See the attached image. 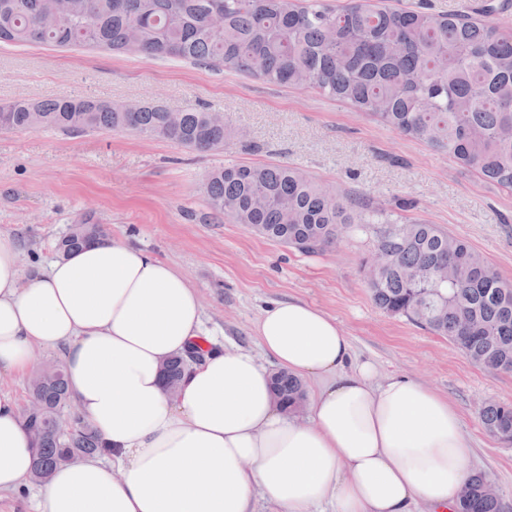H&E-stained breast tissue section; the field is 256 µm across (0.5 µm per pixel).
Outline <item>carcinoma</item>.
<instances>
[{"instance_id":"1","label":"carcinoma","mask_w":512,"mask_h":512,"mask_svg":"<svg viewBox=\"0 0 512 512\" xmlns=\"http://www.w3.org/2000/svg\"><path fill=\"white\" fill-rule=\"evenodd\" d=\"M0 0V44L41 43L123 53L139 42L146 58H174L212 70H233L278 86H308L376 117L393 130L512 189V31L465 13L440 17L421 10H389L374 0L334 9L327 0ZM51 127L65 132L133 131L198 152L224 147V118L197 107L172 111L142 105L130 112L86 98L18 99L0 105V129ZM213 214L301 253L324 252L354 224H380L379 268L361 263L375 305L436 336L472 363L512 372V283L468 241L435 224H404L391 210L356 205L296 168L240 164L211 172L204 188ZM105 236L85 220L59 244L67 255ZM457 264L459 276L442 282L437 269ZM191 365L168 360V389ZM273 388L289 410L305 402L302 381L285 371ZM40 412L22 419L34 449L33 478L84 456L112 453L77 412L72 432L56 418L67 406L64 366L51 362L30 383ZM479 420L500 441L512 437V406L487 402ZM482 473L472 476L458 512H503Z\"/></svg>"}]
</instances>
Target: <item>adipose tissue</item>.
Here are the masks:
<instances>
[{
	"label": "adipose tissue",
	"mask_w": 512,
	"mask_h": 512,
	"mask_svg": "<svg viewBox=\"0 0 512 512\" xmlns=\"http://www.w3.org/2000/svg\"><path fill=\"white\" fill-rule=\"evenodd\" d=\"M0 233V374L33 345L62 351L79 415L112 449L43 482L35 512H454L471 479L459 413L421 382L378 380L353 362L335 318L276 301L255 324L258 352L208 347L199 293L154 253L103 237L22 276ZM205 347L177 393L163 360ZM313 380L307 419L277 401L273 369ZM33 449L15 399L0 392V492L20 493Z\"/></svg>",
	"instance_id": "obj_1"
}]
</instances>
